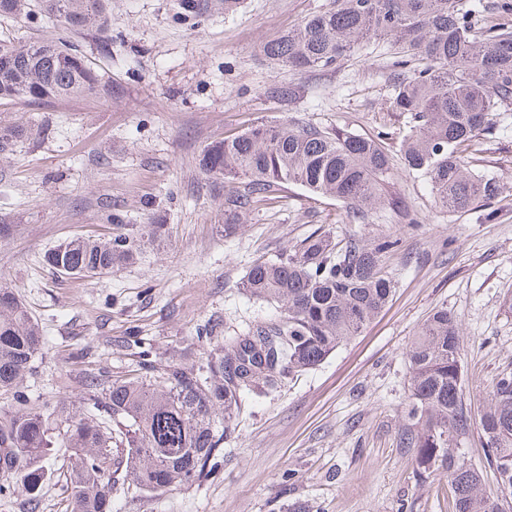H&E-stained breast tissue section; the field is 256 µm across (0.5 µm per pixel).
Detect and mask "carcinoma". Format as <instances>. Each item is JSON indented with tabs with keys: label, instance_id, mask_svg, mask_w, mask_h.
I'll return each instance as SVG.
<instances>
[{
	"label": "carcinoma",
	"instance_id": "1",
	"mask_svg": "<svg viewBox=\"0 0 512 512\" xmlns=\"http://www.w3.org/2000/svg\"><path fill=\"white\" fill-rule=\"evenodd\" d=\"M174 21L198 25L213 13L234 11L239 0H172ZM109 0H0V19L47 18L74 33L109 31ZM386 42L392 48L393 109L408 118L399 151L404 168L428 182L436 203L456 212L497 196L493 177L469 170L464 152L493 131L494 112L512 105V0H331L325 11L267 42L270 60L301 70L329 68ZM290 83L267 89L288 103ZM112 96V79L66 41H19L0 34V103ZM46 127L0 126V154L45 137ZM387 134L363 137L331 131L288 116L275 124L209 143L200 168L224 180V235L272 199L285 184L300 186L345 205L348 222L366 224L387 205L416 225L408 205L387 198L391 158ZM398 240L337 239L324 232L258 260L242 288L251 297L280 305V315L215 341L217 325L197 326V349L162 358L151 340L132 334L126 345L135 366L120 375L82 369L80 396L38 402L19 387L44 346L38 319L0 283V503L25 491L28 509L39 508L46 481L44 462L57 448L72 465L59 472L67 495L61 512H112V491L121 484L137 498L200 483L224 455V439L251 396L278 391L285 380L323 363L387 306L393 277L382 257ZM137 240L125 234L77 238L54 248L45 262H63L85 276L106 275L130 263ZM457 318L433 311L407 346L412 426L400 444L412 448L419 475L448 473L454 512H504L512 494V372L497 375L480 426L498 487L486 491L461 452L470 415L462 400Z\"/></svg>",
	"mask_w": 512,
	"mask_h": 512
}]
</instances>
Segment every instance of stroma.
<instances>
[{
	"mask_svg": "<svg viewBox=\"0 0 512 512\" xmlns=\"http://www.w3.org/2000/svg\"><path fill=\"white\" fill-rule=\"evenodd\" d=\"M171 0H112V53L97 35L79 36L85 55L112 78L107 99L0 104V125H46L52 133L0 156V281L41 320L46 344L21 384L31 399L78 397L71 352L89 349L96 366L121 373L134 358L122 340L138 331L162 356L190 346L198 324L232 336L278 308L240 287L248 267L314 233L399 238L385 255L394 290L385 309L320 366L279 392L249 400L224 458L206 481L130 498L112 494V512H452L444 471L415 476L408 427L409 371L403 351L430 313L448 307L459 322L464 403L472 418L462 437L465 462L496 488L478 423L493 379L512 371V105L496 111L492 136L476 139L471 168L495 177L489 203L449 212L420 178L394 162L389 192L419 220L388 208L351 224L345 206L295 185L225 236L224 183L203 173L211 141L290 115L373 137L390 132L398 152L407 131L393 111L390 49L368 45L335 66L298 71L269 60L265 42L328 7L329 0H241L190 27L171 17ZM294 84L288 104L268 98ZM121 214L125 231L163 224L164 239L140 241L134 263L112 274L66 278L45 253L78 236L107 237Z\"/></svg>",
	"mask_w": 512,
	"mask_h": 512,
	"instance_id": "35a3bbf8",
	"label": "stroma"
}]
</instances>
